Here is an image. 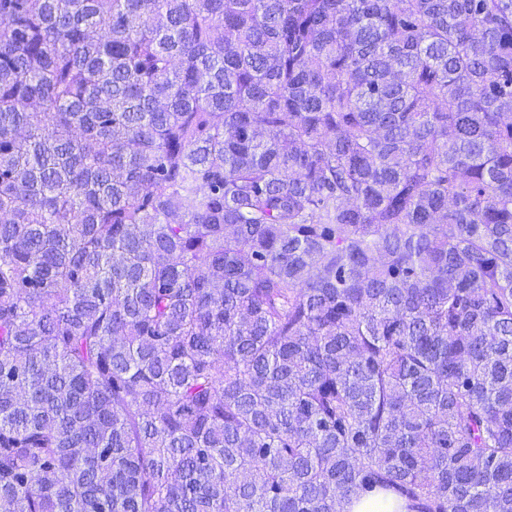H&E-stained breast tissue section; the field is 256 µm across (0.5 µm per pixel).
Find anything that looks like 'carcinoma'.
Segmentation results:
<instances>
[{
  "mask_svg": "<svg viewBox=\"0 0 512 512\" xmlns=\"http://www.w3.org/2000/svg\"><path fill=\"white\" fill-rule=\"evenodd\" d=\"M376 490L512 512V0H0V512Z\"/></svg>",
  "mask_w": 512,
  "mask_h": 512,
  "instance_id": "cac0c4a2",
  "label": "carcinoma"
}]
</instances>
